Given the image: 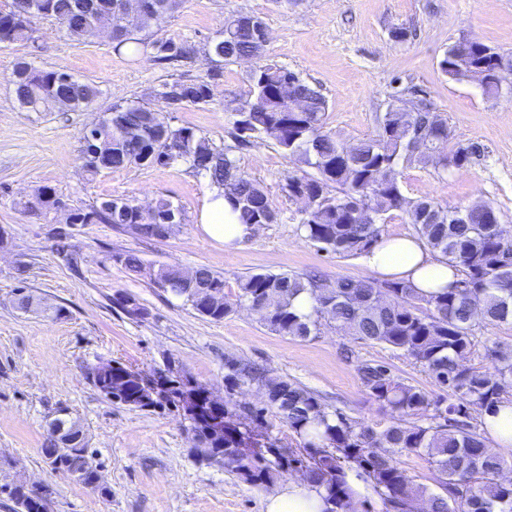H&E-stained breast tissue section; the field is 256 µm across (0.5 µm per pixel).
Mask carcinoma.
<instances>
[{
  "label": "carcinoma",
  "instance_id": "cac0c4a2",
  "mask_svg": "<svg viewBox=\"0 0 512 512\" xmlns=\"http://www.w3.org/2000/svg\"><path fill=\"white\" fill-rule=\"evenodd\" d=\"M121 0H10L0 10V44L24 43L32 39L34 21L53 18L69 36L86 40L97 28L113 21ZM172 0H156L157 8L138 18L134 27L112 37L113 49L138 52L153 50L158 63H186L197 49L184 42L162 39L159 45L138 37L143 31L161 29L170 14ZM265 21L258 16L245 20L233 15L224 21L221 41L213 45L224 57H249L255 68L249 76V99L224 101V110L247 105L243 116L233 114L232 143L215 147L189 127L179 128L175 139L163 137L160 113L148 105L115 103L112 120L99 127L101 162L87 165V171L123 169L144 165L184 163L223 191L238 213L241 224L258 227L277 224L280 214L271 204L264 186L241 169L237 153L255 142H267L284 155L314 170L288 177L282 192L290 198L306 194L314 208L299 219L304 236L339 254L367 252L381 239L380 227L362 224L358 206L367 205L380 219L394 211L406 214L420 241L448 265L462 272L460 281L471 285V293L444 288L425 295L409 284L375 283L339 278L327 282L307 273H254L237 281V290L224 298L220 308L203 310L190 288L224 289V277L206 267L194 269L193 286L174 289L198 314L222 321L237 308L253 304L266 309L261 323L279 336L306 340L320 333L323 324L350 336L383 344L415 360L445 394L433 396L424 389L387 373V366H360L362 383L371 399L400 416L381 429L363 426L342 409L330 408L307 387L286 377L273 382L269 373L240 357H224V404L234 402L244 388L263 387L267 399L262 408L238 406L240 416L250 420L252 431L268 446L239 447L230 437L212 439L197 460L213 464L225 454L236 456L231 471L244 483L268 487L293 472L324 490L323 512H368L365 502L355 500L348 483V471L356 476L366 472L379 496L384 512H402L413 501H426L430 512H512V481L502 479L511 463L492 454L484 439L483 417L497 412V406L512 399V345L492 342L484 346L489 367L466 365L475 352L473 333L477 319L486 324L512 322V225L495 222L496 211L488 203L475 202L463 215L448 213V207L430 199L405 195L401 169L412 164L430 166L439 173L461 168L480 151L474 143L448 147V118L429 107H416L412 122L427 139L418 148L390 135L397 125L396 112L378 117L373 137L345 143L324 130L327 102L317 88L285 66L265 59L261 41ZM490 48L473 40L467 53L450 47L440 62L442 72L454 81L468 82L473 67L491 59ZM66 71L46 70L20 58L11 69L9 81L18 104L30 112L56 108L80 112L98 96L92 83ZM215 79L191 84L165 82L152 91L168 107L207 104L213 100ZM301 99V111H289L288 93ZM183 223L180 206L159 197L153 217L139 212L135 200L115 196L103 200L89 212L74 211L76 223L95 221L116 229L151 237L149 227L163 224L172 211ZM128 274L144 275L145 262L138 254L116 255ZM381 291L388 293L382 304L362 306L364 299ZM312 301L307 313L299 312L294 300L300 295ZM120 404L140 410H169L175 401H144L135 388L118 395ZM273 411L299 438V447L281 449L270 437L265 413ZM81 429L57 418L48 428L42 455L55 459L50 467L66 475L89 455ZM416 453L434 467V487L412 480L398 457ZM53 489L38 495L29 489L0 483V495L14 505V512H43Z\"/></svg>",
  "mask_w": 512,
  "mask_h": 512
}]
</instances>
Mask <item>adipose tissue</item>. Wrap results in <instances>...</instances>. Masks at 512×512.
Listing matches in <instances>:
<instances>
[{"instance_id":"ef3b65f1","label":"adipose tissue","mask_w":512,"mask_h":512,"mask_svg":"<svg viewBox=\"0 0 512 512\" xmlns=\"http://www.w3.org/2000/svg\"><path fill=\"white\" fill-rule=\"evenodd\" d=\"M203 232L237 247L251 235V227L238 223L237 214L220 191H212L199 215ZM366 269L377 277L407 282L424 293L454 286L458 276L447 262L434 258L424 244L413 237L383 238L365 254ZM323 491L305 480H294L272 494L266 512H321Z\"/></svg>"}]
</instances>
